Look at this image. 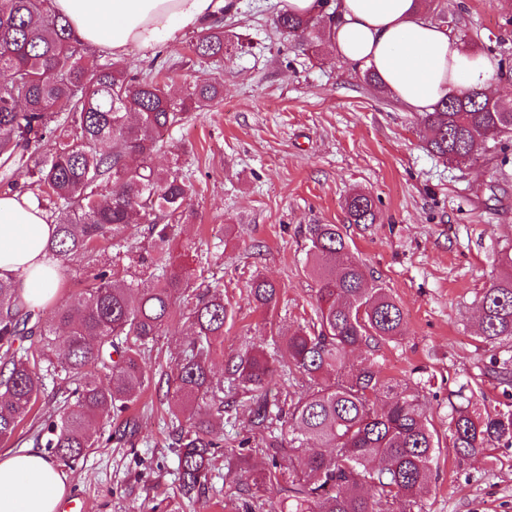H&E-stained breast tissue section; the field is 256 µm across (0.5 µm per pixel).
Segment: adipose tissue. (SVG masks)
Listing matches in <instances>:
<instances>
[{
  "label": "adipose tissue",
  "instance_id": "obj_1",
  "mask_svg": "<svg viewBox=\"0 0 512 512\" xmlns=\"http://www.w3.org/2000/svg\"><path fill=\"white\" fill-rule=\"evenodd\" d=\"M224 6V0H53L85 41L116 59L174 42ZM335 9L327 23L333 52L376 74L409 111H434L441 100L471 89L493 93L497 59L463 47L448 27L432 22L425 0H336ZM54 233L34 199L0 195V274L16 276L23 299L35 307L57 289L60 261L48 249ZM68 485L39 449L0 455V512H56Z\"/></svg>",
  "mask_w": 512,
  "mask_h": 512
}]
</instances>
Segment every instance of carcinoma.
Listing matches in <instances>:
<instances>
[{
  "mask_svg": "<svg viewBox=\"0 0 512 512\" xmlns=\"http://www.w3.org/2000/svg\"><path fill=\"white\" fill-rule=\"evenodd\" d=\"M282 34L317 52L311 40L325 35V20L289 11L276 16ZM224 28L212 25L193 43L201 59L224 56ZM224 94L216 80L194 84L176 101L149 76L88 59L85 43L53 10L52 0H0V159L20 166L43 143L44 159L27 170L40 198L50 204L56 233L50 250L59 258L83 254L103 270L90 277L73 303L47 321L33 320L16 280L0 277V442H8L36 404L45 377L58 371L74 384L63 412L43 420L38 445L65 465L95 446L108 447L135 434L94 437L106 415L119 416L146 385L142 354L168 329L179 298L190 305L195 338L178 363L169 403L177 448V489L188 500L205 490L207 473L224 439L213 414L224 412V388L249 400L256 424L269 430L287 419L291 438L268 444L271 468L252 480L259 492L277 490L288 512H423L419 495L431 482L432 463L449 444L461 460L512 444V409L482 416L470 399L451 405L448 439L427 418L426 397L381 376L372 363L348 352L405 336L400 305L355 256L338 224H309L307 260L316 291V320L280 339L294 383L285 391L288 412L267 398L272 362L264 350L228 359L226 383L213 382L208 363L224 343L233 310L224 294L196 301L165 249L173 225L185 216L195 192L187 176L153 163L164 133L184 124L192 107ZM429 153L458 165L491 156L507 160L512 112L488 104L483 92L446 100L421 115ZM347 223L374 224V199L362 192L345 200ZM146 224L156 256H139L148 278L132 273L120 284L104 270L97 249L109 230ZM504 268L480 296L479 337L486 344L512 341V249L498 254ZM260 308L273 310L279 289L261 276L250 282ZM67 332L59 335L57 328ZM38 336L45 362L30 358L18 342ZM317 448L301 470H278L279 457Z\"/></svg>",
  "mask_w": 512,
  "mask_h": 512,
  "instance_id": "cac0c4a2",
  "label": "carcinoma"
}]
</instances>
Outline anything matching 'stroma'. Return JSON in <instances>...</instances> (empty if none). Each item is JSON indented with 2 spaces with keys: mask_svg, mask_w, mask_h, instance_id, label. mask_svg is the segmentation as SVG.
<instances>
[{
  "mask_svg": "<svg viewBox=\"0 0 512 512\" xmlns=\"http://www.w3.org/2000/svg\"><path fill=\"white\" fill-rule=\"evenodd\" d=\"M231 2L215 22L241 42L224 58H197L188 30L155 54L133 49L121 60L132 72L156 76L177 100L200 80L224 86L222 98L165 134L167 147L155 157L159 168L179 169L196 185L170 236L175 267L198 293L223 290L234 312L224 328V352L210 362L214 379H222L228 358L251 348L280 357L273 337L291 334L313 313L316 285L306 268L304 229L347 225L344 200L361 190L374 198L379 220L365 229L347 225L352 249L396 297L407 333L355 351L354 360L375 363L401 383L425 380L442 431L460 397L472 398L484 415L512 405V383L500 375L512 343L492 346L477 336L478 300L499 273L498 252L512 248V157L462 167L434 157L425 149L419 115L374 92L331 51L312 55L277 32L281 0ZM429 17L453 18L455 36L501 61L499 80L512 88V0H433ZM91 270L82 256L62 261L58 290L40 317L67 307ZM256 275L279 288L275 309L251 301L248 284ZM193 338L183 305H176L172 328L144 357L148 382L128 412L137 425L132 446L89 449L67 468L69 495L84 512H237L250 496L253 474L268 464L269 433L253 425L242 397L224 409V454L201 501L173 492L168 380ZM67 387L63 378L46 379L14 437L0 443V454L30 446ZM236 467L235 480L228 472ZM432 470L423 512H512V447L465 461L444 448Z\"/></svg>",
  "mask_w": 512,
  "mask_h": 512,
  "instance_id": "35a3bbf8",
  "label": "stroma"
}]
</instances>
